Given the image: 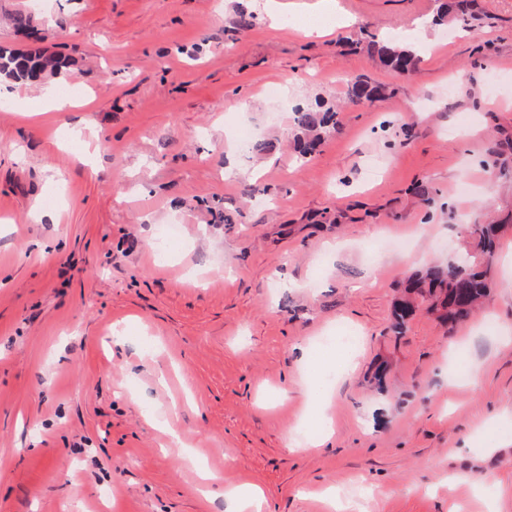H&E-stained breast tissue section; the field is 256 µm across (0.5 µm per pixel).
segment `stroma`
Returning a JSON list of instances; mask_svg holds the SVG:
<instances>
[{"label": "stroma", "instance_id": "stroma-1", "mask_svg": "<svg viewBox=\"0 0 512 512\" xmlns=\"http://www.w3.org/2000/svg\"><path fill=\"white\" fill-rule=\"evenodd\" d=\"M278 2L273 23L266 0H0V45H28L24 12L71 60L0 99V512H236L243 483L261 512H334L329 487L342 512H512V0H476L448 39L437 0H337L313 41L319 0ZM368 33L415 46L416 70L357 49ZM359 77L389 95L296 162L293 106ZM51 93L71 106L23 119ZM490 222L484 307L450 327L423 302L395 334L408 277ZM340 324L357 345L322 347ZM463 356L479 376L449 384ZM307 381L333 432L292 452L289 426H319ZM469 233L477 240L482 247L483 253H491L498 245L499 224H471L468 226ZM476 241V244H477ZM478 249L480 247L477 244ZM226 497L234 501L238 512H248L253 511L258 506L262 493L254 486L244 485L229 490Z\"/></svg>", "mask_w": 512, "mask_h": 512}]
</instances>
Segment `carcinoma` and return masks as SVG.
Here are the masks:
<instances>
[{
  "label": "carcinoma",
  "mask_w": 512,
  "mask_h": 512,
  "mask_svg": "<svg viewBox=\"0 0 512 512\" xmlns=\"http://www.w3.org/2000/svg\"><path fill=\"white\" fill-rule=\"evenodd\" d=\"M472 0H452L443 4L435 22L448 18L467 22L472 17ZM367 49L380 63L401 72L415 66L416 55L409 45L383 44L377 37H366ZM70 61L33 42L26 48L14 49L0 46V81L23 83L46 77H54L67 68ZM384 94L383 87L358 79L347 87L346 96L353 103L372 102ZM337 111L324 109L320 104L298 106L294 109V123L300 131L296 152L306 160L321 143L322 133L336 125ZM469 233L477 240L485 253H491L498 245V224H471ZM409 298L398 304L393 325L400 333L404 320L414 309V298L430 302V310L448 324L467 321L488 295L489 282L478 264L464 258L452 259L445 265H431L423 273L415 275L406 288Z\"/></svg>",
  "instance_id": "obj_1"
}]
</instances>
